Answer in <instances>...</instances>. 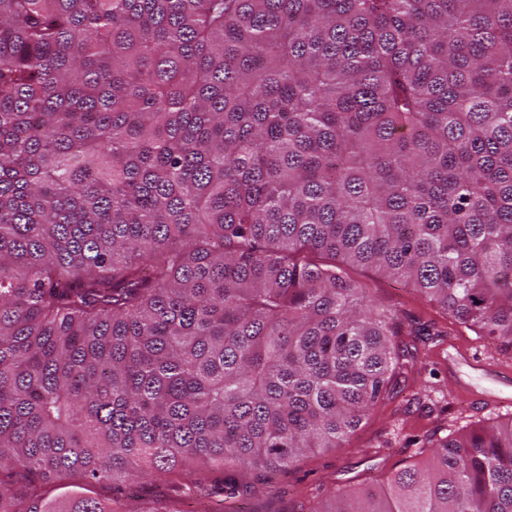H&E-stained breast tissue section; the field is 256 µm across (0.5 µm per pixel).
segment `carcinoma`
I'll list each match as a JSON object with an SVG mask.
<instances>
[{
    "mask_svg": "<svg viewBox=\"0 0 512 512\" xmlns=\"http://www.w3.org/2000/svg\"><path fill=\"white\" fill-rule=\"evenodd\" d=\"M347 266L512 347V0H0V512L343 447ZM310 512H512V419Z\"/></svg>",
    "mask_w": 512,
    "mask_h": 512,
    "instance_id": "1",
    "label": "carcinoma"
}]
</instances>
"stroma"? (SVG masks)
<instances>
[{
  "instance_id": "stroma-1",
  "label": "stroma",
  "mask_w": 512,
  "mask_h": 512,
  "mask_svg": "<svg viewBox=\"0 0 512 512\" xmlns=\"http://www.w3.org/2000/svg\"><path fill=\"white\" fill-rule=\"evenodd\" d=\"M349 275L377 302L395 310L404 328L433 324L438 333L407 337L412 357L396 381L392 398L368 413L344 447L306 452L289 474L271 476L263 489L244 492L251 512H310L335 490L371 486L419 461L420 449L430 447L432 436L512 417V407L472 404L470 388L482 389L486 383L471 377L463 365L458 366L456 377H449L448 344L454 341L471 353L510 362L512 349L452 323L412 288L374 269L354 267Z\"/></svg>"
}]
</instances>
